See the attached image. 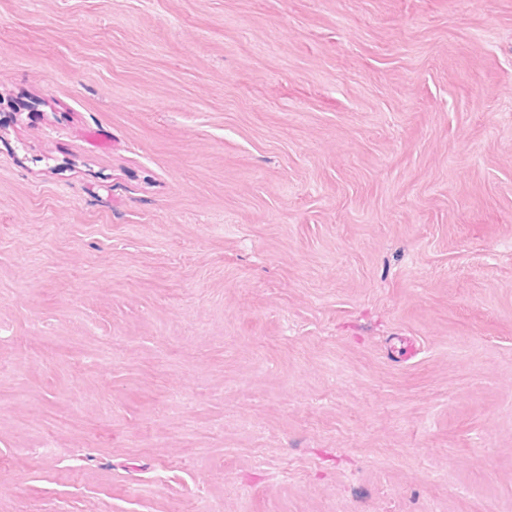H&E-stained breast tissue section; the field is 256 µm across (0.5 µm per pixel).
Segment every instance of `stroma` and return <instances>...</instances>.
<instances>
[{
	"instance_id": "35a3bbf8",
	"label": "stroma",
	"mask_w": 512,
	"mask_h": 512,
	"mask_svg": "<svg viewBox=\"0 0 512 512\" xmlns=\"http://www.w3.org/2000/svg\"><path fill=\"white\" fill-rule=\"evenodd\" d=\"M191 500L512 512V0H0V512Z\"/></svg>"
}]
</instances>
